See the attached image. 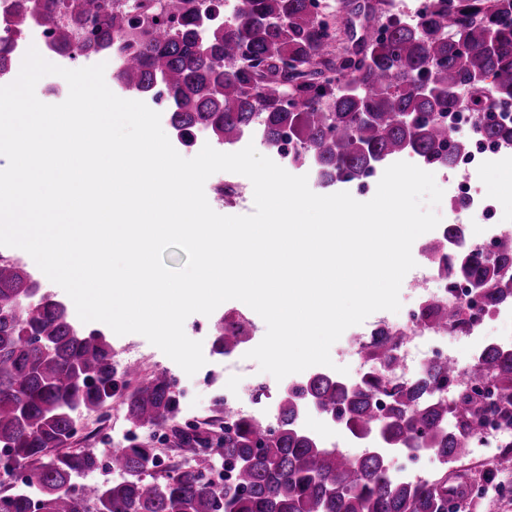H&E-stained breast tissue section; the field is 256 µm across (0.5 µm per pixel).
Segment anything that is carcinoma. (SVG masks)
<instances>
[{
	"label": "carcinoma",
	"instance_id": "1",
	"mask_svg": "<svg viewBox=\"0 0 512 512\" xmlns=\"http://www.w3.org/2000/svg\"><path fill=\"white\" fill-rule=\"evenodd\" d=\"M155 9L170 17L169 28L149 40L121 39L140 22L136 12ZM221 11L223 0H17L11 26L19 35L32 20L50 25L55 49L72 59L117 53L112 81L143 98L164 87L185 145L197 127L219 145L255 132L272 148L291 136L290 164L310 163L325 187L363 179L405 152L452 167L470 141L447 115L465 105L478 113L481 135L512 144V126L486 111L492 95L512 99V0H434L411 20L394 11L393 0H377L370 12L381 13L380 27L337 56L336 36L311 0H241L224 21ZM462 235V225H450L428 249L440 254ZM445 265L488 303H512V275L503 274L512 269V237L498 238L491 257L474 250ZM425 319L455 327L465 312L433 303ZM240 343L236 330L218 324L216 353ZM357 348L367 365L362 379L311 374L288 386L275 427L228 409L187 432L175 425L179 399L165 373L117 371L103 332L76 325L24 265L1 258L0 447L7 464H23L28 474L20 486L0 490V512H448L456 496V507L468 512L448 472L399 478L378 450L355 458L327 448L299 418L314 403L359 440L460 463L470 454L467 436L481 431L487 414L512 427V351L491 347L470 367V377L491 381L483 396L461 390L460 374L447 364L397 380L391 331L361 337ZM382 392L389 399L383 411L375 403ZM117 395L136 428L164 427L178 448L215 452L183 466L163 464L135 439L117 445L115 461L72 447L77 418ZM221 464L231 476L218 488L204 475ZM103 467L118 478L77 486Z\"/></svg>",
	"mask_w": 512,
	"mask_h": 512
}]
</instances>
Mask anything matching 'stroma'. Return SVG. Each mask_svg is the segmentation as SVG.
Masks as SVG:
<instances>
[{"mask_svg":"<svg viewBox=\"0 0 512 512\" xmlns=\"http://www.w3.org/2000/svg\"><path fill=\"white\" fill-rule=\"evenodd\" d=\"M512 176V157L499 156L479 173L478 185L482 192L494 198L498 219L512 222V191L506 187L508 177ZM222 173H215L205 183V195L214 211L222 215H247L254 210L253 186L243 175H234L233 180L238 186L237 193L231 198H220L215 192L216 184L222 180ZM240 303L229 300L222 303L211 315H190L184 323L186 335L194 340L202 341L203 354L208 367L218 372L216 384H208L202 373L187 375L174 361L161 350L151 345L143 336L127 334L110 335L113 349L121 350L124 357L139 362L149 372H166L174 380L177 392L183 393L180 402L179 422L189 420L202 421L218 414L224 405V392L234 388L244 391V403H251L253 395H260L262 402L276 405L284 386L298 381V374L277 381L271 374L261 372L255 360L245 358L243 353L234 354L232 359H225L213 350L216 324L225 311L239 308Z\"/></svg>","mask_w":512,"mask_h":512,"instance_id":"1","label":"stroma"}]
</instances>
